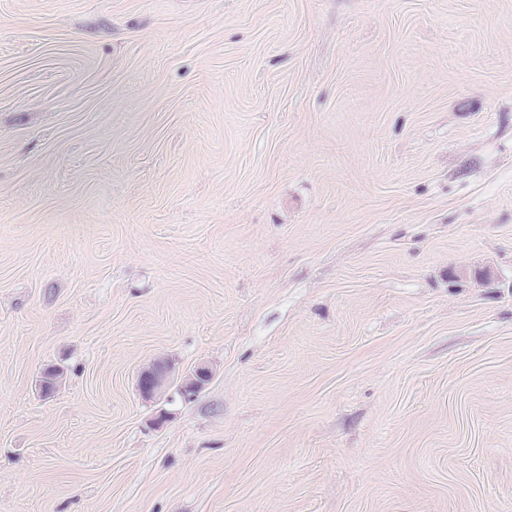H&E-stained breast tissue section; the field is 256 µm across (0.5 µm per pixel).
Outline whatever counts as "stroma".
I'll return each mask as SVG.
<instances>
[{
	"label": "stroma",
	"instance_id": "1",
	"mask_svg": "<svg viewBox=\"0 0 512 512\" xmlns=\"http://www.w3.org/2000/svg\"><path fill=\"white\" fill-rule=\"evenodd\" d=\"M0 512H512V0H0ZM172 365L167 360L153 362L144 369L137 382V388L143 399L151 400L162 396L171 382ZM212 376L213 372L210 367L201 364L182 379L178 390L185 399L191 400L210 382Z\"/></svg>",
	"mask_w": 512,
	"mask_h": 512
}]
</instances>
